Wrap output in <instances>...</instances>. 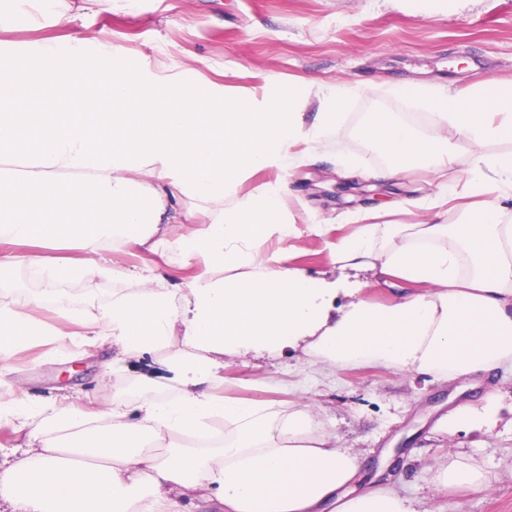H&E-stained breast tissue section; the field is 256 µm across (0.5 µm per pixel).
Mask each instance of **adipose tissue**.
<instances>
[{"label": "adipose tissue", "instance_id": "1", "mask_svg": "<svg viewBox=\"0 0 512 512\" xmlns=\"http://www.w3.org/2000/svg\"><path fill=\"white\" fill-rule=\"evenodd\" d=\"M37 54L22 65L0 46V243H74L90 257L48 264L0 253V279L22 262L56 281L133 278L94 260L111 239L151 251L167 244L200 271L181 299L143 288L92 320L94 335L125 355L181 334L184 350L168 364L178 397L116 402L96 415L38 413L35 448L0 464V512H182L178 492L197 488L219 512H429L391 486L355 487L360 458L334 445L311 404L296 400L283 413L224 398V358L301 345L330 370L377 364L447 381L512 365V152L488 149L512 141V84L454 96L418 84L427 134L383 112L364 123L361 137L387 158L391 178L451 167L455 131L475 147L465 186L486 201L454 224H365L338 239L337 263H367L398 291L387 306H340L334 283L290 263L295 240L326 227L291 221L285 174L297 143L317 148L341 124L350 88L314 82L306 95L257 106L244 92L159 76L109 45L89 54L44 42ZM312 97L321 110L307 126L301 111ZM263 170L276 179L241 194ZM205 208L209 224H194ZM169 224L183 227L172 241ZM219 268L227 276L215 277ZM41 303H0V359L60 337L33 316ZM216 413L223 445L179 444ZM432 471L443 490L482 493L492 482L471 455L448 453Z\"/></svg>", "mask_w": 512, "mask_h": 512}]
</instances>
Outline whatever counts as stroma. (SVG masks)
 I'll return each mask as SVG.
<instances>
[{
    "label": "stroma",
    "instance_id": "1",
    "mask_svg": "<svg viewBox=\"0 0 512 512\" xmlns=\"http://www.w3.org/2000/svg\"><path fill=\"white\" fill-rule=\"evenodd\" d=\"M19 24L0 33L19 59L35 58V44L56 40L60 47L82 42L116 46L129 60L157 63L166 75L210 80L248 91L255 102L272 93L302 92L312 80L355 90L345 119L330 142L305 156L288 178L290 210L295 219L329 227L327 236L298 242L292 265L316 278L347 289L360 287L362 297L389 304L392 289L373 287L375 273L336 264L330 242L356 230L350 218L371 212L387 201L402 210L380 216L383 224H416L426 204L440 190L450 191L446 223L478 207V196L456 192L469 167L472 145L457 139L456 163L441 175L415 171L397 181L377 178L386 158L367 150L358 135L372 112L398 118L427 113L408 84L438 82L463 89L493 79L512 81V0H454L435 7L430 0H87L86 8L67 26L54 25L36 0H14ZM358 159L360 169L344 170L340 158ZM355 182L344 190L342 181ZM109 260L131 269H151L155 285L170 291L185 287L196 266L158 247L114 244L101 248ZM141 283L110 277L51 283L33 277L27 265L14 268L0 283V301L52 292L56 302L42 303L41 321L63 324L65 339L23 347L0 362V396L24 394L35 406L78 402L105 409L162 395L175 396L178 386L166 365L182 349L171 336L154 351L120 355L110 342L83 344L92 314L107 308L113 296L136 292ZM224 394L254 404H287L306 396L320 409L337 447L363 459L362 473L391 463L389 482L421 501L430 512H512V369L478 375L461 386L419 373L379 366H355L326 372L309 363L302 351L287 356L255 353L225 356ZM497 413L490 423L436 430L441 415L457 410L481 413L488 398ZM402 454H395V447ZM484 461L493 473L490 489L474 495L463 488L441 491L432 467L447 452Z\"/></svg>",
    "mask_w": 512,
    "mask_h": 512
}]
</instances>
